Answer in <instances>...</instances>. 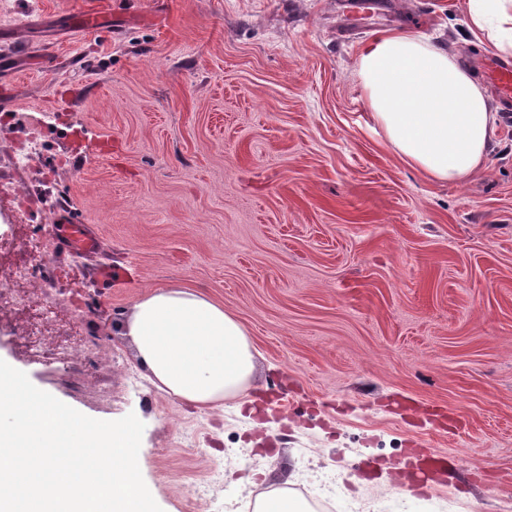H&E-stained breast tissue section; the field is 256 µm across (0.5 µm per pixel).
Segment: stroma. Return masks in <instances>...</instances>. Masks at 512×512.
<instances>
[{"mask_svg":"<svg viewBox=\"0 0 512 512\" xmlns=\"http://www.w3.org/2000/svg\"><path fill=\"white\" fill-rule=\"evenodd\" d=\"M468 22V0H0V284L40 241L47 334L72 297L102 340L58 371L5 307L0 360L86 416L135 414L162 512H254L283 486L310 512H512V124L485 171L435 183L373 126L356 72L405 29L482 77L497 48ZM61 216L97 255L59 250ZM168 286L250 335L255 377L222 406L158 390L116 327ZM425 448L454 460L401 495Z\"/></svg>","mask_w":512,"mask_h":512,"instance_id":"stroma-1","label":"stroma"}]
</instances>
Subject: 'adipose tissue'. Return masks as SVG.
<instances>
[{
    "mask_svg": "<svg viewBox=\"0 0 512 512\" xmlns=\"http://www.w3.org/2000/svg\"><path fill=\"white\" fill-rule=\"evenodd\" d=\"M469 30L512 51V0H469ZM370 119L402 161L438 183L484 171L499 133L486 88L450 50L399 31L357 61ZM123 333L163 392L196 407L243 393L256 369L248 333L195 288H157L127 314Z\"/></svg>",
    "mask_w": 512,
    "mask_h": 512,
    "instance_id": "adipose-tissue-1",
    "label": "adipose tissue"
}]
</instances>
